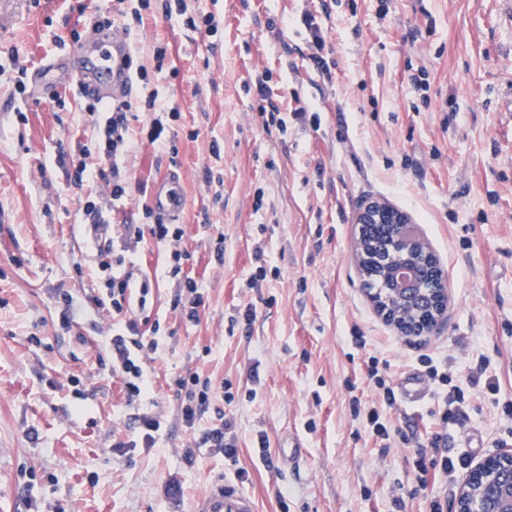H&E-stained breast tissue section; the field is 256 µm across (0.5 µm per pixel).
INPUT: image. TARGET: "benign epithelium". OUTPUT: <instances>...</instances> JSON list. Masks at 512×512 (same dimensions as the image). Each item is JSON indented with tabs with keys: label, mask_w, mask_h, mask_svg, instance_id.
I'll use <instances>...</instances> for the list:
<instances>
[{
	"label": "benign epithelium",
	"mask_w": 512,
	"mask_h": 512,
	"mask_svg": "<svg viewBox=\"0 0 512 512\" xmlns=\"http://www.w3.org/2000/svg\"><path fill=\"white\" fill-rule=\"evenodd\" d=\"M395 224L379 245L381 269L374 278L383 287L371 298L382 316L399 331L420 335L432 329L442 314L447 289L435 288L425 272L434 262L419 234L408 235L409 216L385 201L366 203L356 216L358 224ZM458 512H512V450L486 459L476 468L458 497Z\"/></svg>",
	"instance_id": "benign-epithelium-1"
}]
</instances>
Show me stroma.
<instances>
[{"label": "stroma", "instance_id": "35a3bbf8", "mask_svg": "<svg viewBox=\"0 0 512 512\" xmlns=\"http://www.w3.org/2000/svg\"><path fill=\"white\" fill-rule=\"evenodd\" d=\"M499 2L185 0L188 13L219 18L209 36L150 0L133 29L150 85L108 91L138 102L155 89L180 117L170 144L129 156L116 213L105 188L69 177L97 121L84 98L16 91L8 68L15 60L32 72L74 49L113 0H0V512H194L224 482L252 495L258 512H430L436 499L457 512L474 467L512 449V418L501 413L512 400V27ZM307 12L324 31L332 80L307 59ZM422 70L425 93L411 81ZM263 73L285 129L266 126L245 89ZM301 102L313 113L295 116ZM174 172L182 246L205 305L198 322L182 320L166 248L127 241L134 280L151 288L140 327L161 323L147 364L153 389L130 401L111 371L112 319L88 301L100 259L83 206L91 196L105 220L144 223L155 185ZM209 172L222 190L206 183ZM371 200L407 212L445 273L448 300L429 332L401 335L368 296L355 218ZM258 247L267 277L256 282ZM62 293L73 298L68 328ZM249 303L246 328L235 315ZM423 354L466 389L454 423L441 422L443 389ZM371 356L393 379L420 374L427 389L416 408L383 409L393 430L384 454L350 409L352 398H378ZM480 365L495 390L469 388ZM193 372L231 394L215 395L190 428L174 382ZM145 415L162 422L150 448L135 428ZM223 419L234 461L202 442ZM414 430L447 436L464 458L450 481L419 486ZM294 440L302 453L291 458ZM118 441L126 447L116 452Z\"/></svg>", "mask_w": 512, "mask_h": 512}]
</instances>
